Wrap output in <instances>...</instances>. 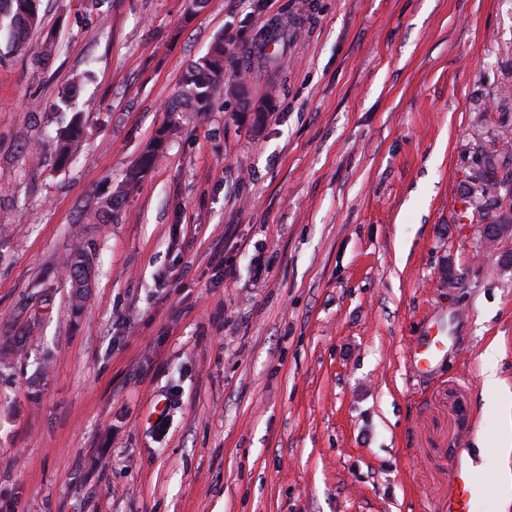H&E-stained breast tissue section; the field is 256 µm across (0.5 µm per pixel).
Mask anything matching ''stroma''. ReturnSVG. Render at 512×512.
Wrapping results in <instances>:
<instances>
[{
  "mask_svg": "<svg viewBox=\"0 0 512 512\" xmlns=\"http://www.w3.org/2000/svg\"><path fill=\"white\" fill-rule=\"evenodd\" d=\"M187 8L43 0L23 51L0 17V343L20 344L0 363V512H447L462 452L469 512H512V272L479 232L512 209V0ZM226 30L271 109L220 94L168 124ZM423 336L442 342L428 367ZM82 142V118L79 113H75L70 123L57 132L55 142V159L57 166L63 168L67 166ZM167 131V127H163L162 130H159L157 136L153 138L145 152L142 154L139 162L127 171L124 181L125 194L136 190L146 172L152 168L157 158L156 153L162 147L164 140L163 136Z\"/></svg>",
  "mask_w": 512,
  "mask_h": 512,
  "instance_id": "1",
  "label": "stroma"
}]
</instances>
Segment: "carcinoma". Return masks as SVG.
I'll use <instances>...</instances> for the list:
<instances>
[{
    "label": "carcinoma",
    "instance_id": "cac0c4a2",
    "mask_svg": "<svg viewBox=\"0 0 512 512\" xmlns=\"http://www.w3.org/2000/svg\"><path fill=\"white\" fill-rule=\"evenodd\" d=\"M28 0H0V13L10 15L14 19V25L9 30V39L16 49H23L27 46L30 33L40 22L39 6L40 0H34L35 7L23 9L21 5ZM229 40L224 36L215 39L208 52L192 62L183 72L179 90L169 102L166 112L174 115L177 112H206L211 106L212 100L220 89L235 98L239 104L240 111H246L251 102L244 83L224 86V69L228 59L226 44ZM167 128L158 131L139 162L127 171L124 181V192L129 193L137 189L146 172L152 168L157 151L163 145V136ZM82 142V118L76 113L70 123L57 132L55 142V159L57 166H67Z\"/></svg>",
    "mask_w": 512,
    "mask_h": 512
}]
</instances>
